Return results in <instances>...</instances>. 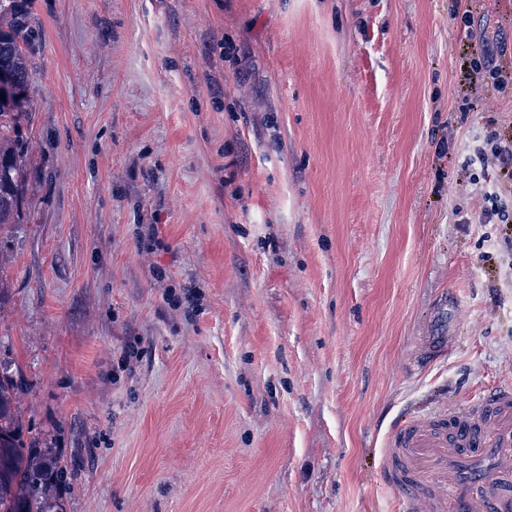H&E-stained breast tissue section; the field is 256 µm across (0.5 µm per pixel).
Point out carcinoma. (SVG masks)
<instances>
[{
  "label": "carcinoma",
  "instance_id": "1",
  "mask_svg": "<svg viewBox=\"0 0 512 512\" xmlns=\"http://www.w3.org/2000/svg\"><path fill=\"white\" fill-rule=\"evenodd\" d=\"M16 0H0V74L10 89L0 99V229L25 223L21 204L26 193L27 131L31 125L30 73L34 51L26 14ZM65 466L26 437L12 376L0 374V512H64L50 496L66 481Z\"/></svg>",
  "mask_w": 512,
  "mask_h": 512
}]
</instances>
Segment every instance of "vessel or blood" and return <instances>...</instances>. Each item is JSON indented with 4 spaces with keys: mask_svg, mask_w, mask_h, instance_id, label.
<instances>
[{
    "mask_svg": "<svg viewBox=\"0 0 512 512\" xmlns=\"http://www.w3.org/2000/svg\"><path fill=\"white\" fill-rule=\"evenodd\" d=\"M385 462L398 512H512V386L395 425Z\"/></svg>",
    "mask_w": 512,
    "mask_h": 512,
    "instance_id": "vessel-or-blood-1",
    "label": "vessel or blood"
}]
</instances>
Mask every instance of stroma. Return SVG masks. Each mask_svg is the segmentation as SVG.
<instances>
[{
  "instance_id": "1",
  "label": "stroma",
  "mask_w": 512,
  "mask_h": 512,
  "mask_svg": "<svg viewBox=\"0 0 512 512\" xmlns=\"http://www.w3.org/2000/svg\"><path fill=\"white\" fill-rule=\"evenodd\" d=\"M21 7L0 365L64 512H393L391 428L512 385V0ZM476 160L483 167L498 162V165H501V171L507 166H511V170L507 168L506 172L504 171L505 177H508L510 180V186L504 185L497 187L496 191L486 192L485 200L490 207H487L483 213L485 223L490 224L491 220L497 217L498 222L496 224H511L512 208L509 212L508 206L503 202L502 197H505L504 192L508 191V189H510V195L512 193V133L510 132L508 135H496L492 140L490 151L487 152L484 149L479 150L476 154Z\"/></svg>"
}]
</instances>
